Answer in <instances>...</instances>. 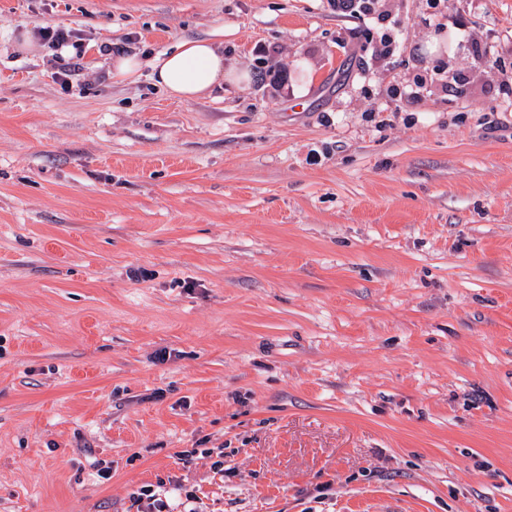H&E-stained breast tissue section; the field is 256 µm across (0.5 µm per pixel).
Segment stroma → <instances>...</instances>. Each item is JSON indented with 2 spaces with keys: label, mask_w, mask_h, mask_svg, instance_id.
Listing matches in <instances>:
<instances>
[{
  "label": "stroma",
  "mask_w": 512,
  "mask_h": 512,
  "mask_svg": "<svg viewBox=\"0 0 512 512\" xmlns=\"http://www.w3.org/2000/svg\"><path fill=\"white\" fill-rule=\"evenodd\" d=\"M383 5L0 0V512H512V0ZM333 4H336V11L350 12L353 14L363 13L364 15L377 14L376 18L381 27L387 32H384L373 47V53L376 55L387 56L392 54L395 49V39L391 32L395 29L396 20L392 19V16L387 12H380L378 9V2L381 0H332ZM356 2L367 3V5H356ZM387 22V23H386ZM386 23V24H385ZM37 35L39 39L47 45L49 49L54 51H62L64 48L72 46L77 50L75 57L71 59H80L82 54V44L79 43L78 38L73 33V30L66 29L59 26L47 25L41 27ZM151 73L156 84L170 98L193 101L209 94L224 84V79L240 81L247 73L224 70V52L212 40H180L169 51L156 56L151 62Z\"/></svg>",
  "instance_id": "obj_1"
}]
</instances>
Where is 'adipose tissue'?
Instances as JSON below:
<instances>
[{
  "label": "adipose tissue",
  "mask_w": 512,
  "mask_h": 512,
  "mask_svg": "<svg viewBox=\"0 0 512 512\" xmlns=\"http://www.w3.org/2000/svg\"><path fill=\"white\" fill-rule=\"evenodd\" d=\"M152 76L170 98L193 101L209 94L224 80L246 79V72L225 70L224 55L213 41L185 39L150 63Z\"/></svg>",
  "instance_id": "1"
}]
</instances>
